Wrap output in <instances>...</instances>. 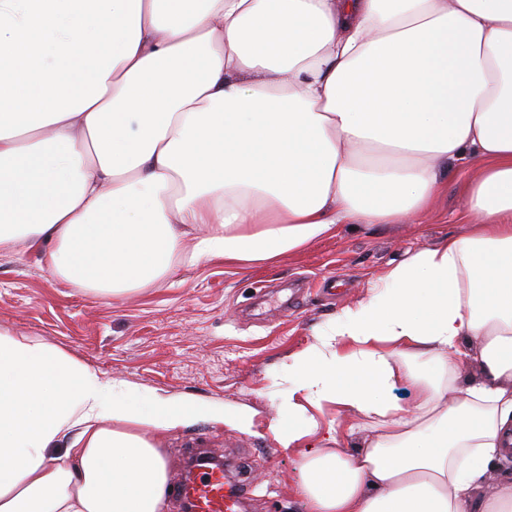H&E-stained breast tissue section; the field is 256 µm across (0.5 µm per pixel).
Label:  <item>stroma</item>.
<instances>
[{"mask_svg": "<svg viewBox=\"0 0 512 512\" xmlns=\"http://www.w3.org/2000/svg\"><path fill=\"white\" fill-rule=\"evenodd\" d=\"M476 169L449 166L429 211L398 224H344L304 252L241 269L220 261L177 271L153 287L105 298L57 282L36 251L0 252V327L59 345L105 377L142 390L200 398L244 411L249 424L206 419L159 439L168 474L202 436L223 456L228 480L245 485V512H304L298 456L269 426L292 355L315 327L368 299L377 278L443 235L468 227L462 186Z\"/></svg>", "mask_w": 512, "mask_h": 512, "instance_id": "stroma-1", "label": "stroma"}]
</instances>
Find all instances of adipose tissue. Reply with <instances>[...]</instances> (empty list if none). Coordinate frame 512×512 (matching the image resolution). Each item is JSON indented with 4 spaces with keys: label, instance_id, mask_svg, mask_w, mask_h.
<instances>
[{
    "label": "adipose tissue",
    "instance_id": "adipose-tissue-1",
    "mask_svg": "<svg viewBox=\"0 0 512 512\" xmlns=\"http://www.w3.org/2000/svg\"><path fill=\"white\" fill-rule=\"evenodd\" d=\"M452 163L470 232L288 366L271 429L308 512H512L481 488L512 458V0H0V251L96 295L398 223ZM201 417L0 330V512H163L157 439Z\"/></svg>",
    "mask_w": 512,
    "mask_h": 512
}]
</instances>
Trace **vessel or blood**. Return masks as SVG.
Here are the masks:
<instances>
[{
    "mask_svg": "<svg viewBox=\"0 0 512 512\" xmlns=\"http://www.w3.org/2000/svg\"><path fill=\"white\" fill-rule=\"evenodd\" d=\"M177 497L193 512H240L243 487L227 483L224 465L206 455L195 456L189 470L175 479Z\"/></svg>",
    "mask_w": 512,
    "mask_h": 512,
    "instance_id": "b4317fda",
    "label": "vessel or blood"
}]
</instances>
